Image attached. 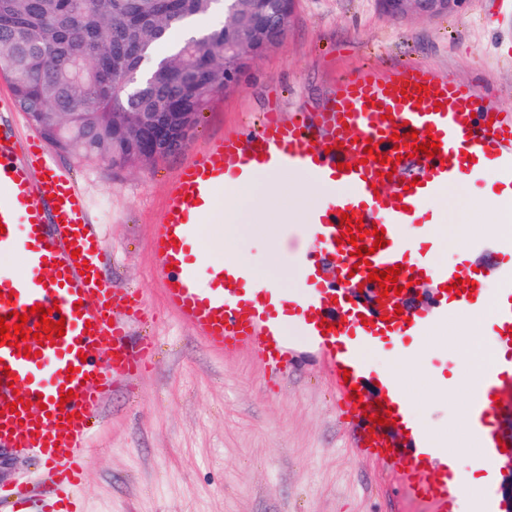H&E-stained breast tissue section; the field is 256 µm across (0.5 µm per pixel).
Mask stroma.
Wrapping results in <instances>:
<instances>
[{
	"label": "stroma",
	"mask_w": 512,
	"mask_h": 512,
	"mask_svg": "<svg viewBox=\"0 0 512 512\" xmlns=\"http://www.w3.org/2000/svg\"><path fill=\"white\" fill-rule=\"evenodd\" d=\"M396 63L474 84L512 110V0H467L434 19L393 18L376 0H296L280 49L253 60L233 90L204 107L185 149L131 167L56 151L102 225L106 276L146 295L142 329L156 341L152 364L136 381L117 382L105 400L85 466V512H431L401 486L402 459L357 457L353 425L341 415L338 389L315 346L291 345V371L278 382L266 381L248 352H211L166 307L148 248L192 149L257 127L273 108L288 114L300 106L314 115L338 79ZM497 181L489 169L456 196L429 203L436 232L448 242L438 261L452 264L463 253L471 267L490 266V251L472 242L503 243L492 211L467 225L461 217L469 202L494 200ZM297 192L290 187L257 211L238 241L252 264L286 289L305 227L272 218ZM465 369L448 344L422 345L407 376L418 423L451 444L463 436L458 420L468 393L435 381Z\"/></svg>",
	"instance_id": "35a3bbf8"
}]
</instances>
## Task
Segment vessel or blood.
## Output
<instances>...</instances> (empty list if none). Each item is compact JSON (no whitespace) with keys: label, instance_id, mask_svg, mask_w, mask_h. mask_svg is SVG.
<instances>
[{"label":"vessel or blood","instance_id":"b4317fda","mask_svg":"<svg viewBox=\"0 0 512 512\" xmlns=\"http://www.w3.org/2000/svg\"><path fill=\"white\" fill-rule=\"evenodd\" d=\"M410 129L416 138L407 137ZM430 139L439 143L440 156L412 153V143ZM370 145L386 163L367 160ZM490 166L502 189L512 191V113L501 111L475 85L412 65L341 78L315 118L268 111L257 128L210 139L183 164L149 242L165 301L205 347L226 355L250 351L272 381L288 376L289 351L279 337L295 323L329 363L347 406L357 389L380 378L364 361L366 351L381 346L398 352L403 337L425 335L449 309L479 312L486 277L497 279L502 290L493 332L506 356L484 373L467 417L485 466L494 467L502 434L492 395L512 381V264L499 260L482 274L462 261L447 266L433 260V223L423 210L449 186ZM269 171L304 172L315 184L346 186L309 212L306 231L314 247L297 263L292 294L257 286L246 268L231 263L201 268L191 253L218 193ZM345 213L363 221V246L374 247L372 229L383 232L385 247L374 248L367 263H356L352 245L340 240ZM408 223L417 224L416 238L402 236ZM0 224V317L12 311L27 315L33 352L27 358L15 346L0 345V450L33 452L48 463L52 484L42 498L9 490L10 512H85L81 470L92 421L114 381H133L152 357V339L130 333L146 305L141 295L105 280L100 226L86 194L57 167L52 149L1 122ZM394 266L400 269L398 286L429 279L442 288L436 313L411 307L406 293L366 298L370 271ZM453 284L459 295H451ZM38 304L51 309L52 320H64V335L34 339L40 317L31 308ZM67 392L72 400L61 403ZM367 411L398 420L407 402L389 385ZM410 440V446L391 449L361 436L354 446L365 460L404 457L411 495L429 500L434 512H455L453 474L420 468L432 451L431 435L420 428Z\"/></svg>","mask_w":512,"mask_h":512}]
</instances>
